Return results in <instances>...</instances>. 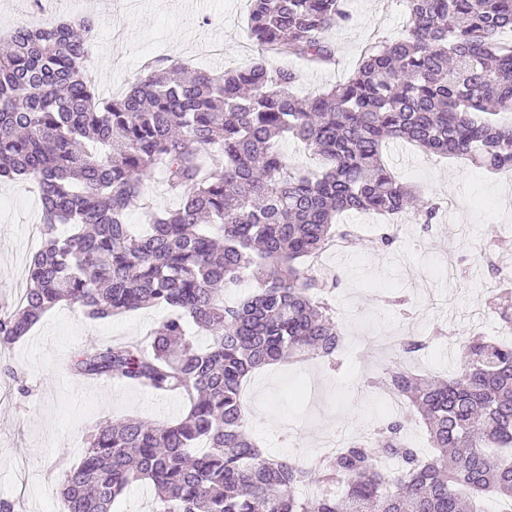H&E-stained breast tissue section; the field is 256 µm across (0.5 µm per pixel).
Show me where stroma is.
I'll use <instances>...</instances> for the list:
<instances>
[{"mask_svg":"<svg viewBox=\"0 0 512 512\" xmlns=\"http://www.w3.org/2000/svg\"><path fill=\"white\" fill-rule=\"evenodd\" d=\"M43 18L89 16L94 20L93 70L101 95L117 97L137 78L148 57L213 70L253 59L248 0H42ZM350 21L328 34L338 65L314 69L294 58L283 67L300 76L299 95L346 78L372 34L400 37L408 19L395 0H347ZM386 157L400 180L445 207L431 228L401 214L399 238L388 251L377 248L379 225L347 213L342 223L360 226L359 245L324 259L340 283L330 297L342 325L344 346L335 367L315 358L263 369L245 383L243 401L252 419L248 431L266 455L305 461L316 456L326 435L378 427L389 415L382 395L368 380L395 370V351L380 347V334L429 338L413 360L418 375L455 376L464 368L461 346L434 338L437 326L452 333L497 337L498 323L480 303L493 295L495 276L479 262L478 245L494 225L501 257L512 261V207H504L505 176L486 168L429 156L406 143L390 145ZM0 306L10 304L30 255L28 229L41 221V203L31 180L0 184ZM413 302L402 314L388 299ZM163 306L137 309L94 322L73 308L48 311L28 336L0 349V498L37 512H66L60 481L79 461L94 425L138 417L161 424L184 414L185 402L125 382L104 391L96 382H76L67 369L72 352L96 344L144 336L168 316Z\"/></svg>","mask_w":512,"mask_h":512,"instance_id":"35a3bbf8","label":"stroma"}]
</instances>
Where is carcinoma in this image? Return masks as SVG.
<instances>
[{
	"label": "carcinoma",
	"mask_w": 512,
	"mask_h": 512,
	"mask_svg": "<svg viewBox=\"0 0 512 512\" xmlns=\"http://www.w3.org/2000/svg\"><path fill=\"white\" fill-rule=\"evenodd\" d=\"M406 34L373 36L343 81L296 93L293 56L336 64L327 34L348 23L346 0H250L251 64L220 72L150 58L119 98L100 97L89 65L94 22L19 28L0 57V179L31 177L42 203L40 249L26 288L0 311V347L27 335L60 303L92 320L152 305L174 314L145 340L74 352L77 376L124 380L189 402L172 423L99 424L80 461L63 473L68 512H112L136 483L159 512H477L494 495L512 503V342L467 336L468 361L452 378L402 367L372 388L404 398L411 414L354 438L312 468L264 456L245 432V378L305 356L329 360L343 345L326 302L338 278L309 262L354 233L348 210L413 212L427 227L442 202L400 183L387 143L512 170V0H406ZM293 137L318 160L286 163ZM159 173L178 208L162 214L142 191ZM149 217L138 236L126 224ZM70 230L58 234L57 226ZM485 261L502 289L490 309L512 326V277ZM249 272L255 293L224 304ZM209 336L203 349L186 321ZM426 341L402 336L397 358ZM418 418L435 455L405 438ZM401 465L390 476L378 467Z\"/></svg>",
	"instance_id": "1"
}]
</instances>
